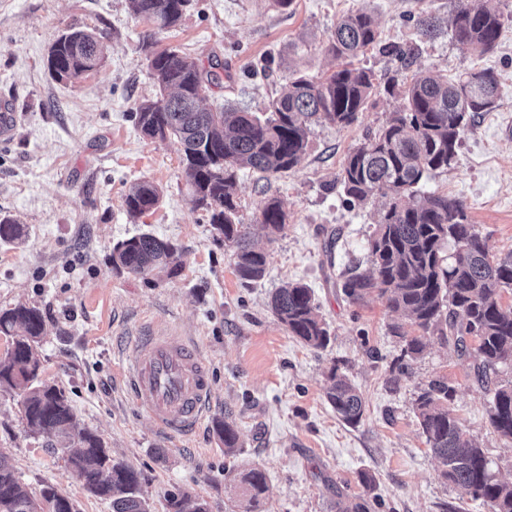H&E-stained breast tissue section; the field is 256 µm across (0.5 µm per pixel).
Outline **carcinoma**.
Listing matches in <instances>:
<instances>
[{"label": "carcinoma", "instance_id": "obj_1", "mask_svg": "<svg viewBox=\"0 0 512 512\" xmlns=\"http://www.w3.org/2000/svg\"><path fill=\"white\" fill-rule=\"evenodd\" d=\"M190 0H128L131 13L146 21L160 18L163 28L176 26ZM503 15L477 0L459 7L453 17V37L464 49L485 54L497 45ZM373 16L359 9L343 16L330 38L329 50L341 63L318 80L295 75L288 89L275 98L270 115L225 106L213 112L201 106L202 94L219 82L216 73L174 49L147 54L159 89L155 101L138 105L136 126L149 139L173 138L181 146V164L191 202L209 214V224L224 245L234 248L239 277L253 282L266 270V253L252 243L237 222L238 171L260 173L291 170L305 153L310 126L328 122L348 126L374 89L373 75L353 60L378 42ZM104 54L100 38L84 29L62 33L50 46L48 71L58 81H74L93 71ZM487 79L472 83L469 74L453 80L417 73L401 84L406 111L352 150L341 170L340 183L350 203L375 195L391 199L376 222L368 245L369 274L354 273L342 285L345 295L361 303L376 295L388 308L404 313L423 334L436 333L453 342L475 361V374L489 385L487 369L512 363V307L502 306V292L512 290V253L491 254L487 241L471 224L466 206L446 194L417 200L421 181L448 167L471 118L495 106L498 75L484 69ZM161 190L152 181L132 185L125 195L127 212L142 216L160 202ZM257 223L274 239L288 224L281 202L270 197L260 208ZM22 227L0 218V241L13 242ZM174 244L143 233L117 243L112 265L149 276L157 269L179 274ZM270 307L291 335L304 344L325 348L331 333L317 314L311 288L295 282L279 289ZM44 333L42 312L27 304L0 311V335L11 340L12 355L0 358V389L18 397L30 432L56 440L50 448H71L68 464L93 495L109 500L112 512H151L140 495L139 477L112 458L102 439L82 427L64 391L40 378L39 345ZM474 339L468 345V339ZM448 385L434 382L418 396L417 411L425 443L439 464V476L480 500L490 512H512V482L498 479L482 449L473 445L448 408ZM326 398L349 425L364 414V399L345 377L331 373ZM491 427L512 440V384L492 390ZM213 429L224 442V453L237 448L233 424L216 419ZM244 495L256 508L267 490L265 473L251 468L239 476ZM0 512H76L71 500L53 484L39 496L31 494L9 458L0 453ZM165 512H209L208 502L187 492L165 499Z\"/></svg>", "mask_w": 512, "mask_h": 512}]
</instances>
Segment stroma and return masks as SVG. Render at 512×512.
I'll use <instances>...</instances> for the list:
<instances>
[{"label":"stroma","instance_id":"1","mask_svg":"<svg viewBox=\"0 0 512 512\" xmlns=\"http://www.w3.org/2000/svg\"><path fill=\"white\" fill-rule=\"evenodd\" d=\"M462 2L293 0L280 9L273 0H191L180 24L160 31L136 18L127 0H0V106L17 115L10 138L0 140V217L24 229L20 240L0 242V309L26 303L41 310L42 379L63 388L81 424L137 472L153 512H164L174 491L204 498L210 512H242L233 476L252 468L267 480L258 512H339L369 493L374 512H489L437 476L415 408L434 380L448 383V406L466 435L496 475L512 482V442L489 423L490 397L471 358L428 336L408 372L399 373L396 362L417 328L384 299L353 304L340 288L352 270L369 268L381 204L350 205L340 171L405 104L387 89L406 73L383 52L389 43L415 46V72L499 75L494 108L475 116L448 168L422 190L461 200L492 253L512 252V0H484L504 16L497 48L484 55L452 38L450 20ZM358 9L371 13L380 31L379 46L356 60L373 71L374 90L352 125H312L290 171L240 172L238 219L249 231H256L266 197L288 212L283 233L257 240L267 254L264 277L242 281L207 212L190 201L179 144L145 138L135 125L137 106L157 93L142 44L215 65L220 82L206 91L205 108L230 103L262 112L289 75L318 78L336 68L329 38L337 21ZM427 14L440 26L432 39L416 25ZM70 28L95 32L106 50L95 70L66 83L50 76L46 58ZM141 180L159 185L162 199L133 219L124 197ZM141 233L178 247L180 276L113 268V246ZM289 282L312 288L331 331L327 347L305 346L273 314L270 297ZM153 318L194 338L213 377L209 417L184 439L138 410L124 375L140 348L137 328ZM334 371L365 398L357 426L346 425L326 399ZM217 417L239 433L235 456H225L213 431ZM46 441L28 430L16 397L0 392V448L29 491L51 483L77 512H112L109 501L86 491L66 453H49Z\"/></svg>","mask_w":512,"mask_h":512}]
</instances>
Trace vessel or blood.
Wrapping results in <instances>:
<instances>
[{"label":"vessel or blood","mask_w":512,"mask_h":512,"mask_svg":"<svg viewBox=\"0 0 512 512\" xmlns=\"http://www.w3.org/2000/svg\"><path fill=\"white\" fill-rule=\"evenodd\" d=\"M130 390L138 407L159 426L183 435L205 418L212 381L195 344L156 322L145 350L133 359Z\"/></svg>","instance_id":"b4317fda"}]
</instances>
